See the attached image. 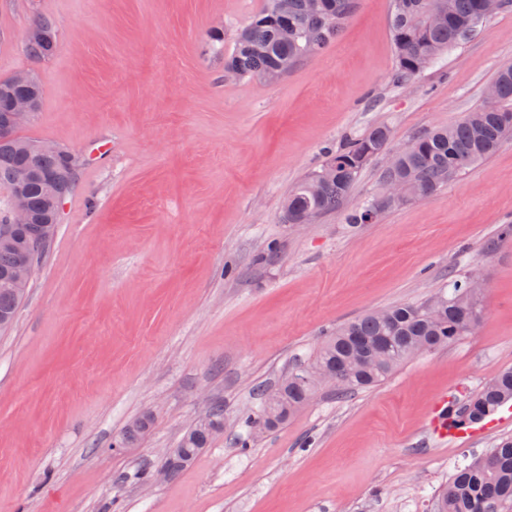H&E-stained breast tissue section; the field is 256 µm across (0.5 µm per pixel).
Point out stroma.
Wrapping results in <instances>:
<instances>
[{
  "label": "stroma",
  "instance_id": "obj_1",
  "mask_svg": "<svg viewBox=\"0 0 512 512\" xmlns=\"http://www.w3.org/2000/svg\"><path fill=\"white\" fill-rule=\"evenodd\" d=\"M266 0H0V79L34 73L21 136L79 156L73 192L0 330V512H435L456 468L512 436V402L440 433L512 368V137L431 196L381 199L384 162L340 211L291 224L283 203L328 154L384 124L398 150L479 107L512 65V2L397 82L391 0H360L336 41L279 79L224 74ZM59 22L45 60L34 15ZM222 43L211 44L213 33ZM477 273L484 316L377 385L323 387L252 431L257 389L311 361L340 325L421 305ZM219 405L224 427L163 481L167 449ZM149 430L114 449L127 424ZM58 22L46 15H40L32 21L25 43L26 52L34 60L50 56L56 47Z\"/></svg>",
  "mask_w": 512,
  "mask_h": 512
}]
</instances>
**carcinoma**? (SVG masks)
<instances>
[{"mask_svg": "<svg viewBox=\"0 0 512 512\" xmlns=\"http://www.w3.org/2000/svg\"><path fill=\"white\" fill-rule=\"evenodd\" d=\"M358 0H267L266 7L238 34L225 71L239 77L275 80L298 60L315 56L338 36L357 7ZM481 19V0H392L391 37L400 79L420 74L443 53L470 38ZM58 22L46 15L32 21L25 43L34 60L50 56L56 47ZM495 99L470 112L461 122L418 135L401 150L396 166L383 172V181L408 185L411 198L420 200L449 179L469 171L492 155L512 135V66L500 70L494 81ZM26 97L38 111L42 87L37 78L27 85L0 80V115L11 102ZM385 125L370 128L331 155L312 173L285 204V218L294 220L308 209L320 213L339 210L366 165L390 144ZM78 158L66 149L41 153L38 143L13 132L0 139V188L26 197L31 223L17 224L14 246H0V328L10 326L24 290L10 278L19 257L35 245L45 255L56 230L57 200L73 191ZM30 178L20 184L17 172ZM385 208L378 201L348 216L351 224H369ZM451 295L440 293L424 305H399L383 316L374 312L344 324L319 349L307 367L288 375L279 385L280 401L270 405L267 389L258 414L249 415L251 428L272 429L286 422L307 403L313 390L309 372H336L340 394L368 388L386 377L417 351L444 346L474 328L482 318L481 286L470 278L453 277ZM512 399V369L498 373L482 390L448 415L452 426L464 428L483 421ZM212 426L184 434L177 455L164 468L172 476L189 465L224 426V410L211 409ZM151 425V416L133 421L114 448H126ZM512 506V438L505 437L488 453L477 456L449 479L437 512H504Z\"/></svg>", "mask_w": 512, "mask_h": 512, "instance_id": "cac0c4a2", "label": "carcinoma"}]
</instances>
